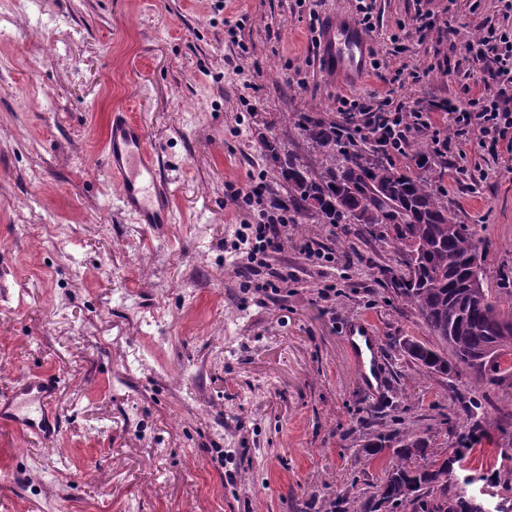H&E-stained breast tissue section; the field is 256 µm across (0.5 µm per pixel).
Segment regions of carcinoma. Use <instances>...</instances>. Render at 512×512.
Listing matches in <instances>:
<instances>
[{
	"label": "carcinoma",
	"instance_id": "obj_1",
	"mask_svg": "<svg viewBox=\"0 0 512 512\" xmlns=\"http://www.w3.org/2000/svg\"><path fill=\"white\" fill-rule=\"evenodd\" d=\"M313 153L326 160L321 170L299 161L281 163L269 146L288 184V202L323 224H383L400 264L413 270L390 277L394 291L416 311L433 344L409 341L408 355L431 372L445 375L466 368L477 382L500 372L499 358L512 355V303L488 293L476 297L469 280L485 279V268L473 267L480 240L468 224L457 221L444 203L431 166L433 151L417 148L416 170L385 161L374 146L350 152L333 122L306 118ZM428 444L415 432L405 436L400 461L385 482L362 503V512H381L403 505L410 512H489L481 502L448 485L456 458L429 456Z\"/></svg>",
	"mask_w": 512,
	"mask_h": 512
}]
</instances>
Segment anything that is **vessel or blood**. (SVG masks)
Returning <instances> with one entry per match:
<instances>
[{"instance_id": "b4317fda", "label": "vessel or blood", "mask_w": 512, "mask_h": 512, "mask_svg": "<svg viewBox=\"0 0 512 512\" xmlns=\"http://www.w3.org/2000/svg\"><path fill=\"white\" fill-rule=\"evenodd\" d=\"M370 43L366 34L346 14L329 13L319 35V53L326 73L354 85L369 72ZM110 170L120 179V202L135 223L154 226L172 221L171 181L146 148L140 125L123 113L112 116L108 142ZM347 343L366 383H382L377 338L364 324L355 322L346 331ZM57 390L48 378H27L11 397L0 403V420L43 440L52 439L59 421L50 405Z\"/></svg>"}]
</instances>
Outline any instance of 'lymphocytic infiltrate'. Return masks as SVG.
Here are the masks:
<instances>
[{
	"label": "lymphocytic infiltrate",
	"instance_id": "obj_1",
	"mask_svg": "<svg viewBox=\"0 0 512 512\" xmlns=\"http://www.w3.org/2000/svg\"><path fill=\"white\" fill-rule=\"evenodd\" d=\"M432 17L431 10H418L416 33L436 31L439 40L447 42L449 54H463L465 60L478 65L481 91L472 92L466 85L454 98L407 110L393 103L396 87L403 82L404 71L398 68L385 79L377 102L344 97L340 113L353 127L358 142L376 143L392 160L406 155L416 139L428 137L435 155L447 158L449 178L457 181L467 173L463 164L467 142H478L494 156L512 153V26L485 25L478 36L466 39L460 29L435 28ZM440 112L452 114L453 135L443 134L436 118ZM232 199L249 215L238 232L247 246L240 263L247 272L243 287L260 297L281 291L288 285V273L273 257L288 247V226L294 218L287 204L271 196L261 183L234 191Z\"/></svg>",
	"mask_w": 512,
	"mask_h": 512
}]
</instances>
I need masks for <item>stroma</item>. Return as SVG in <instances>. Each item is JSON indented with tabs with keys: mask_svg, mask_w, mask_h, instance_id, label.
I'll list each match as a JSON object with an SVG mask.
<instances>
[{
	"mask_svg": "<svg viewBox=\"0 0 512 512\" xmlns=\"http://www.w3.org/2000/svg\"><path fill=\"white\" fill-rule=\"evenodd\" d=\"M432 0L437 25H504L499 0ZM418 0H375L371 51L418 69L395 101L413 108L479 79L447 72V45L418 39ZM354 0H0V396L48 377L60 430L39 443L0 424V512H333L357 507L396 462L376 433L407 428L450 455L468 495L485 479L512 498V356L502 380L428 372L405 340L429 342L387 288L384 225L296 215L293 240L333 262L287 254L296 283L259 306L240 288L231 245L249 181L288 186L269 146L311 159L306 115L344 127L341 96L384 91L377 72L348 86L310 58V13ZM236 34H229L230 24ZM406 48L390 54L391 34ZM125 113L173 183V221L134 223L107 166L109 116ZM444 200L483 242L484 285L512 302V155L465 148ZM336 287L325 302L318 283ZM377 336L386 381L361 382L348 323ZM482 408L469 419L470 401Z\"/></svg>",
	"mask_w": 512,
	"mask_h": 512,
	"instance_id": "obj_1",
	"label": "stroma"
}]
</instances>
